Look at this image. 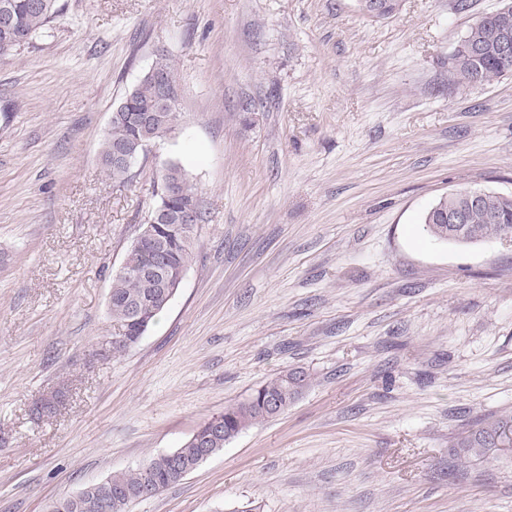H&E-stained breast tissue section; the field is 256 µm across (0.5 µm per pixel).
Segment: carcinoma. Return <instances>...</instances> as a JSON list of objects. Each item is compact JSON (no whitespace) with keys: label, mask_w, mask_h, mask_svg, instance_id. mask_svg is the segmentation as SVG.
<instances>
[{"label":"carcinoma","mask_w":512,"mask_h":512,"mask_svg":"<svg viewBox=\"0 0 512 512\" xmlns=\"http://www.w3.org/2000/svg\"><path fill=\"white\" fill-rule=\"evenodd\" d=\"M2 5L10 6L26 38L16 43L7 42L0 30V59L12 56L29 44L34 36L47 29L58 13L57 0H0ZM503 29V20L492 13L485 15L479 25L469 27L448 55L449 80L467 86L487 83L512 73V54L504 56L498 49ZM154 97L151 78L144 74L112 112L99 158L116 184H125L132 179V165L112 161L117 148L127 146L130 152L139 156L142 154L139 144L144 141L154 144L176 138V108L167 109L168 118L157 121L147 111ZM152 197L150 213L158 210L178 212L186 203L198 199V190L180 164L169 163L153 186ZM455 205L456 201L450 196L442 209L432 207L426 211L423 226L430 238L457 245L490 237L500 239L504 234L512 233V201L509 199H496L490 213L474 212L469 224L450 227L439 223L442 210ZM193 221L189 231L170 224H153L150 230L140 232L113 273L107 307L118 339L112 342V352H123L139 343L177 294L191 260L199 225L206 221V209L200 208ZM310 383L311 374L305 369L286 370L244 400L229 403L214 415L221 426V434L213 438L208 428L201 425L179 448L151 458L150 469L139 465L114 472L56 500L50 506V512H129V505L142 498L144 487H151V495L156 496L183 480L243 430L286 413ZM65 396V391H58L54 398L35 403L32 413L39 417L56 413ZM507 424L506 419L482 424L460 438L451 449L452 454L460 460L484 455L491 438Z\"/></svg>","instance_id":"obj_1"}]
</instances>
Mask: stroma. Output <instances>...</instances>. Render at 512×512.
I'll list each match as a JSON object with an SVG mask.
<instances>
[{"label": "stroma", "mask_w": 512, "mask_h": 512, "mask_svg": "<svg viewBox=\"0 0 512 512\" xmlns=\"http://www.w3.org/2000/svg\"><path fill=\"white\" fill-rule=\"evenodd\" d=\"M471 2L58 0L0 60V512L179 448L293 367L313 383L288 412L130 512H512V449L450 454L512 418V243L421 226L446 193H512V74L448 80L499 6ZM160 49L183 122L118 186L100 143ZM172 161L208 222L159 322L101 356L112 273ZM509 423L506 419H498L482 424L477 430L460 438L451 449V452L460 460H470L472 457H481L487 448H490V439L500 428Z\"/></svg>", "instance_id": "1"}]
</instances>
